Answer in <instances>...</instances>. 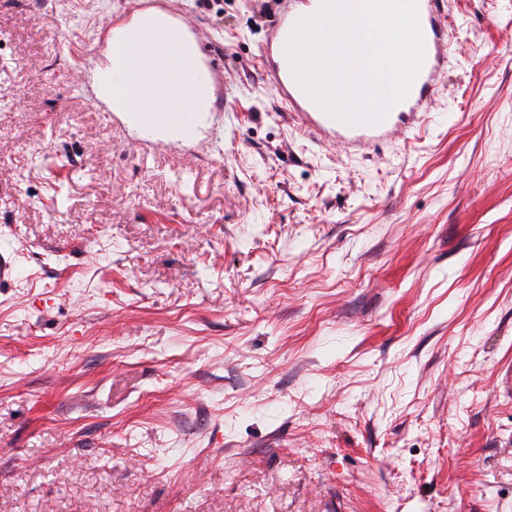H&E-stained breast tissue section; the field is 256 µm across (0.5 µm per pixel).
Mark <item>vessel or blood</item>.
Instances as JSON below:
<instances>
[{
    "instance_id": "vessel-or-blood-1",
    "label": "vessel or blood",
    "mask_w": 512,
    "mask_h": 512,
    "mask_svg": "<svg viewBox=\"0 0 512 512\" xmlns=\"http://www.w3.org/2000/svg\"><path fill=\"white\" fill-rule=\"evenodd\" d=\"M322 3L281 0L262 46V65L281 109L314 140L365 154L390 140L400 128L419 123L429 112L448 73L450 43L444 0H417L424 38L422 68L406 99L373 123H349L333 117L294 75L288 42L299 20L317 14ZM151 28L163 38L170 29H178L191 47L174 77L158 84L149 80L158 59L144 50L145 35ZM99 38L108 49L107 61L83 77L86 99L92 106L112 107L125 125L162 133L176 143L197 134L202 113L223 111L224 70L216 62L217 52L205 46L189 17L170 12L168 0H135L131 9L108 17Z\"/></svg>"
}]
</instances>
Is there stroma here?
<instances>
[{"label": "stroma", "instance_id": "35a3bbf8", "mask_svg": "<svg viewBox=\"0 0 512 512\" xmlns=\"http://www.w3.org/2000/svg\"><path fill=\"white\" fill-rule=\"evenodd\" d=\"M129 3L0 0V512H512V0L368 156L276 106V0H183L228 110L140 143L71 79Z\"/></svg>", "mask_w": 512, "mask_h": 512}]
</instances>
